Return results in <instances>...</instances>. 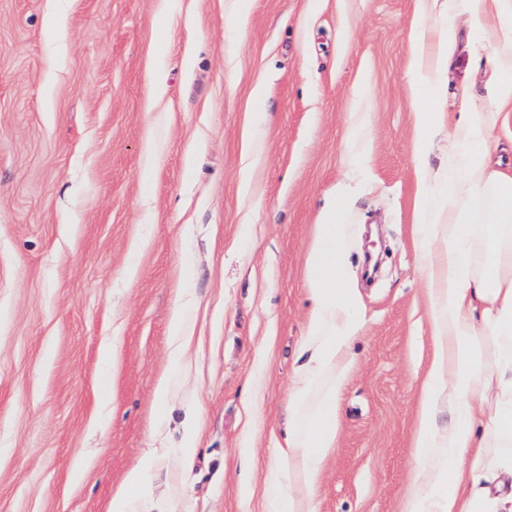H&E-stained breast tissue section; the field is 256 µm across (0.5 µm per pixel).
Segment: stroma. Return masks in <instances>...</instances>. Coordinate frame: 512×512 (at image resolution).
I'll return each instance as SVG.
<instances>
[{
	"instance_id": "obj_1",
	"label": "stroma",
	"mask_w": 512,
	"mask_h": 512,
	"mask_svg": "<svg viewBox=\"0 0 512 512\" xmlns=\"http://www.w3.org/2000/svg\"><path fill=\"white\" fill-rule=\"evenodd\" d=\"M436 23L419 0H0V512H109L135 469L137 512H266L345 191L363 326L306 512H401L430 354L409 34ZM455 39L436 164L494 49Z\"/></svg>"
}]
</instances>
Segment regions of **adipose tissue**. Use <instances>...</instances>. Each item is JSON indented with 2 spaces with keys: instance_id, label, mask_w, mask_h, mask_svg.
I'll return each instance as SVG.
<instances>
[{
  "instance_id": "1",
  "label": "adipose tissue",
  "mask_w": 512,
  "mask_h": 512,
  "mask_svg": "<svg viewBox=\"0 0 512 512\" xmlns=\"http://www.w3.org/2000/svg\"><path fill=\"white\" fill-rule=\"evenodd\" d=\"M439 16L434 49L426 47L424 27L410 34L412 83L424 99L415 112V218L433 349L402 512H512V175L502 171L500 142L492 137L497 112L512 111V0H442ZM461 20L494 39L485 86L493 109L462 92L447 158L434 171L429 103L447 81ZM339 217L331 212L320 224L307 257L309 358L291 382L295 421L266 477L268 512H300L295 491H314L338 437L336 399L349 380L350 348L361 328L343 276ZM443 403L451 415L444 429L436 423Z\"/></svg>"
}]
</instances>
